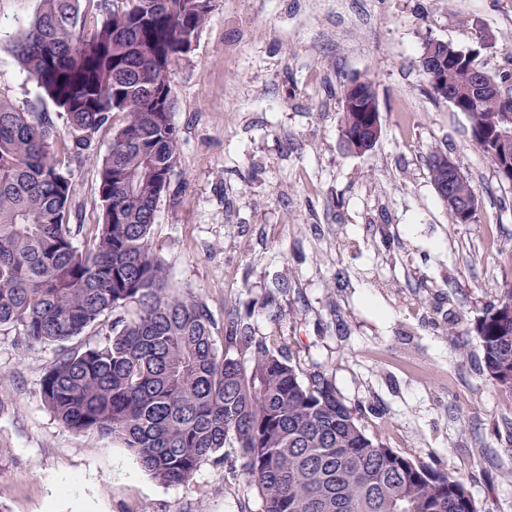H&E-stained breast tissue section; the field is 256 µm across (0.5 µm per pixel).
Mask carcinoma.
<instances>
[{"mask_svg": "<svg viewBox=\"0 0 512 512\" xmlns=\"http://www.w3.org/2000/svg\"><path fill=\"white\" fill-rule=\"evenodd\" d=\"M79 0H39L14 56L29 81L93 151L96 133L123 121L98 168L101 220L83 245L69 164L51 149L46 112L0 98V329L29 345L58 348L40 383L42 401L74 433L120 441L154 478L186 483L200 464L239 448V471L260 512H476L466 483L370 437L357 411L317 373L300 381L275 339L248 319L215 323L197 300L174 296L150 246L160 198L176 166L169 74L191 51L215 0H100L107 17L85 30ZM481 35L468 52L429 40L419 68L431 97L470 121L471 137L498 181L512 187V70L477 83ZM373 81L343 85L340 136L350 153L375 145ZM430 180L451 223L470 224L479 203L470 181L448 189V154L428 158ZM110 335L74 346L107 318ZM483 367L512 397V288L479 317Z\"/></svg>", "mask_w": 512, "mask_h": 512, "instance_id": "obj_1", "label": "carcinoma"}]
</instances>
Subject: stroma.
<instances>
[{
    "label": "stroma",
    "mask_w": 512,
    "mask_h": 512,
    "mask_svg": "<svg viewBox=\"0 0 512 512\" xmlns=\"http://www.w3.org/2000/svg\"><path fill=\"white\" fill-rule=\"evenodd\" d=\"M39 0H0V97L49 113L12 45ZM488 74L512 50V0H218L172 68L177 164L150 244L173 293L201 301L222 338L229 313L318 372L368 435L465 479L477 512H512V398L482 369L476 323L512 286V188L475 146L470 121L426 91L429 40L478 48ZM369 76L382 135L340 148V92ZM120 116L72 162L75 223L99 215L98 166ZM447 151L479 198L453 224L427 158ZM288 281L270 292L273 273ZM52 345L0 332V512H260L256 489L205 461L163 483L134 452L62 428L42 402Z\"/></svg>",
    "instance_id": "stroma-1"
}]
</instances>
